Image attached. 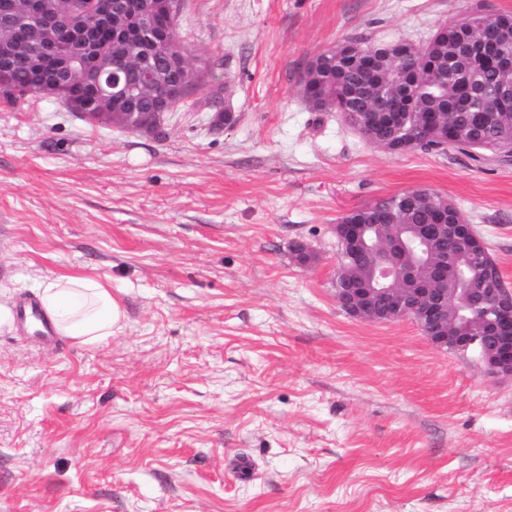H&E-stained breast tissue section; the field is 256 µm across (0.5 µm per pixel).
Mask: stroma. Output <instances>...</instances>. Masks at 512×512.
I'll list each match as a JSON object with an SVG mask.
<instances>
[{"instance_id": "1", "label": "stroma", "mask_w": 512, "mask_h": 512, "mask_svg": "<svg viewBox=\"0 0 512 512\" xmlns=\"http://www.w3.org/2000/svg\"><path fill=\"white\" fill-rule=\"evenodd\" d=\"M476 11L512 0H183L219 130L205 93L151 134L0 100V302L93 273L127 315L96 348L0 326V512H512V378L335 290L338 218L412 189L512 284V162L386 152L300 91L343 39L421 48Z\"/></svg>"}]
</instances>
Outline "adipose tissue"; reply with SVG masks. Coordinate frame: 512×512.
Segmentation results:
<instances>
[{"label": "adipose tissue", "instance_id": "1", "mask_svg": "<svg viewBox=\"0 0 512 512\" xmlns=\"http://www.w3.org/2000/svg\"><path fill=\"white\" fill-rule=\"evenodd\" d=\"M41 307L54 329L83 346H96L122 332L126 313L112 287L92 275H60L37 288Z\"/></svg>", "mask_w": 512, "mask_h": 512}]
</instances>
